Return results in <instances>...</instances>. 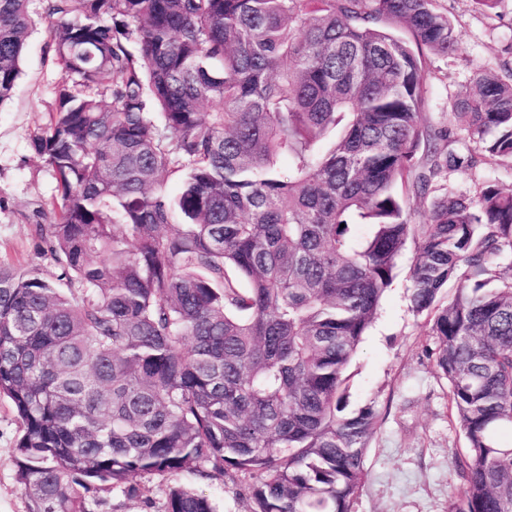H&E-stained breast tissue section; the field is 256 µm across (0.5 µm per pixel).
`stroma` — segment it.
Returning <instances> with one entry per match:
<instances>
[{
    "mask_svg": "<svg viewBox=\"0 0 512 512\" xmlns=\"http://www.w3.org/2000/svg\"><path fill=\"white\" fill-rule=\"evenodd\" d=\"M455 25L456 53L426 59L425 120L448 123L453 100L474 71L506 76L512 68V0H499L489 12L475 0H440ZM34 21L23 73L11 100L0 106V262L21 268L49 269L39 253L34 226L40 205L55 194L54 179L30 147L55 106L54 87L61 72L54 63L53 24L41 0H30ZM512 188V167L492 165L448 176V190L470 195L483 183ZM413 247L402 253L397 276L380 313L349 369L350 410L373 405L380 415L368 451V480L354 512H448L463 486L451 462L465 446L448 406L447 383L436 371L435 347L424 316L410 307ZM20 424L11 405L0 399V512H29V499L16 479L15 445ZM213 500L218 512H251L249 479L240 473L203 478L177 475ZM168 480L153 479L150 491L129 497L103 493L94 512H164Z\"/></svg>",
    "mask_w": 512,
    "mask_h": 512,
    "instance_id": "1",
    "label": "stroma"
}]
</instances>
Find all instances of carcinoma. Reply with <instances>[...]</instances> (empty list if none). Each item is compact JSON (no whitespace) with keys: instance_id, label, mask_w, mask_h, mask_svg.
Listing matches in <instances>:
<instances>
[{"instance_id":"obj_1","label":"carcinoma","mask_w":512,"mask_h":512,"mask_svg":"<svg viewBox=\"0 0 512 512\" xmlns=\"http://www.w3.org/2000/svg\"><path fill=\"white\" fill-rule=\"evenodd\" d=\"M29 0H0V106ZM62 73L31 138L55 180L53 271L0 263V398L30 512L184 472L255 477L252 512H352L377 432L347 370L411 241V309L467 446L448 512H512V79L478 70L448 126L424 64L439 0H43ZM441 191L424 220L410 196ZM454 293L443 298L448 282ZM165 512H217L169 487ZM493 182L504 188H512V167L509 165H492L467 173H450L448 175V192L472 195L478 186Z\"/></svg>"}]
</instances>
